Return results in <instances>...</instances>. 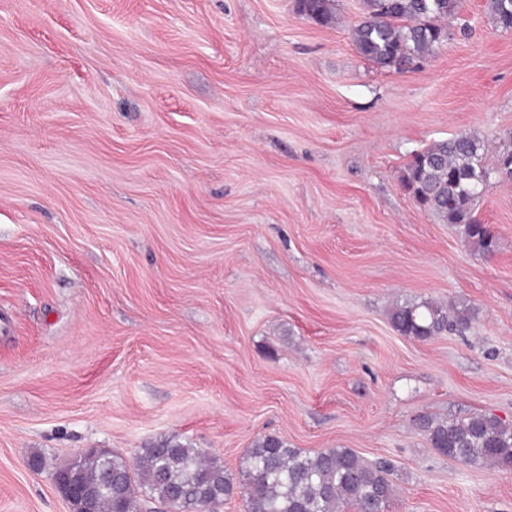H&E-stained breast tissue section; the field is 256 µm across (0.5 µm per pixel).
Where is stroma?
<instances>
[{
	"instance_id": "stroma-1",
	"label": "stroma",
	"mask_w": 512,
	"mask_h": 512,
	"mask_svg": "<svg viewBox=\"0 0 512 512\" xmlns=\"http://www.w3.org/2000/svg\"><path fill=\"white\" fill-rule=\"evenodd\" d=\"M362 16L0 0V512H69L49 473L88 448L176 441L234 473L264 435L390 460L389 512H512V471L415 422H512V185L477 205L486 254L400 184L434 141L512 132V30L459 0L398 71L357 52ZM421 301L473 323L395 331ZM470 308L462 304L447 307L431 301L396 306L390 313V322L401 335L424 341L448 331L466 330L472 321Z\"/></svg>"
}]
</instances>
